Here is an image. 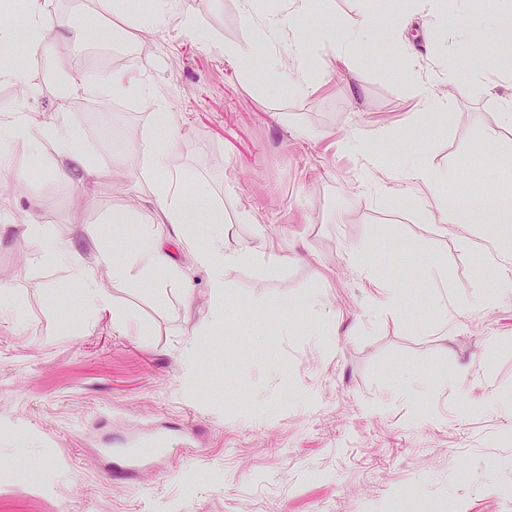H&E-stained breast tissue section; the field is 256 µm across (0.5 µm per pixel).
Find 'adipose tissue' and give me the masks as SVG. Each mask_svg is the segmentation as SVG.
I'll return each instance as SVG.
<instances>
[{
    "mask_svg": "<svg viewBox=\"0 0 512 512\" xmlns=\"http://www.w3.org/2000/svg\"><path fill=\"white\" fill-rule=\"evenodd\" d=\"M99 15L131 24L148 17L151 23L166 25L178 22L190 28L195 24L192 14L178 11L175 0H94ZM315 0H280L277 9L261 12L257 0H239L242 14L253 20L252 41L276 43L285 39L289 42L286 56L273 57L268 64L267 83L270 88H288L296 93L309 91L313 85V62L323 48L336 51L337 64L347 63L351 54L359 47L371 43L378 34L375 25L365 24L352 31L342 26H331L316 33H296L287 36L282 28V16H303L309 14ZM407 76L415 87L424 111L441 114L447 112L450 103L447 97L436 94L440 85L454 83L453 69L420 72L409 70ZM141 92H151L150 77L141 72L136 75L108 73L92 80L79 62L72 61L56 73V94L66 101L87 93L106 95L121 93L130 87ZM176 123L173 113L158 112L150 130L141 132L137 138L136 165L140 178L133 188L148 191L160 213L159 222L142 221L140 216L129 209L113 211L102 231V239L124 240L136 238L134 251H119L110 247L100 249L95 266L85 264L81 253L64 244L60 239L48 237L38 218H31L20 225L22 235L39 245L38 258L44 262L64 265L70 279L79 291L76 310L79 314L112 316V328L124 330L129 315L115 303L111 296L100 288L97 280L99 269L111 270L113 275L131 282L158 285L178 274L173 252L178 248L192 249L196 263L206 269L210 276L213 309L209 318L211 324L224 322V285L228 272L245 265H259L276 262L277 257L263 249L246 246L228 250L224 247V210L204 198L190 199L181 189L177 173L172 172L167 160L174 148L172 129ZM45 139L55 145L62 159L61 174L77 173L81 180L98 178V169L90 163L80 148V132L64 117L56 119L43 130ZM210 225L209 244L206 248L194 246L190 225Z\"/></svg>",
    "mask_w": 512,
    "mask_h": 512,
    "instance_id": "adipose-tissue-1",
    "label": "adipose tissue"
}]
</instances>
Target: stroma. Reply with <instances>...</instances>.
I'll use <instances>...</instances> for the list:
<instances>
[{"instance_id":"35a3bbf8","label":"stroma","mask_w":512,"mask_h":512,"mask_svg":"<svg viewBox=\"0 0 512 512\" xmlns=\"http://www.w3.org/2000/svg\"><path fill=\"white\" fill-rule=\"evenodd\" d=\"M405 0H317L286 19L311 32L337 21L383 25ZM451 30H414L355 52L340 68L320 60L311 90L267 89L266 46L244 62L224 55L251 38L238 0H180L197 25L114 26L92 0H46L53 54L26 47L22 73L39 95L0 84V114L44 121L65 113L100 175H58L53 149L0 171L9 220L38 215L49 233L95 265V234L112 210L158 216L130 192L134 166L113 157L151 126L145 98L58 101V66L114 35L134 50L176 114L169 163L182 188L206 185L224 208V244L263 243L287 262L227 277L224 323L209 324L210 278L191 251H175L176 278L139 288L98 272L130 311L69 318L67 269L37 262L36 242L0 236V285L18 298L0 322V512H398L403 499L454 512H512V291L495 284L487 250L512 261V223L436 224L437 197L470 206L476 192L512 199V41L457 47L463 26H512V0H445ZM451 65L452 109L422 112L406 71ZM378 150L363 167L362 150ZM427 155L443 180L409 183ZM396 297L379 306L376 285ZM287 297L284 307L271 305ZM22 332H15V323ZM196 345L186 357L187 345ZM155 434L189 441L120 487L109 448Z\"/></svg>"}]
</instances>
